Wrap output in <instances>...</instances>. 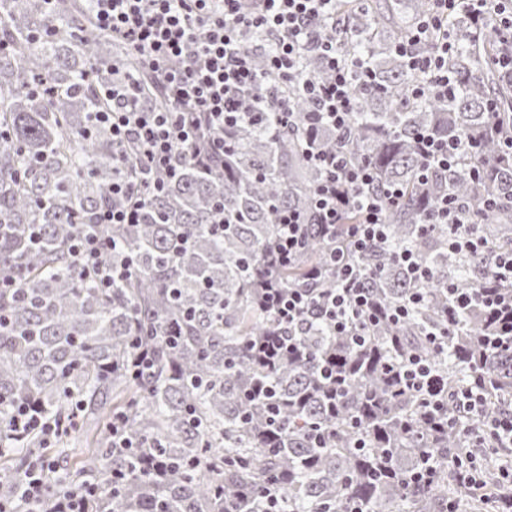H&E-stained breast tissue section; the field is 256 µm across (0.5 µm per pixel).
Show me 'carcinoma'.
I'll return each mask as SVG.
<instances>
[{"label": "carcinoma", "mask_w": 512, "mask_h": 512, "mask_svg": "<svg viewBox=\"0 0 512 512\" xmlns=\"http://www.w3.org/2000/svg\"><path fill=\"white\" fill-rule=\"evenodd\" d=\"M342 0L336 39L363 58L370 87L356 95L350 131L327 126L316 142L369 165L375 191L397 186L387 207L388 239L351 253L378 306L390 310L415 288L423 301L402 323L382 319L354 345L319 321L287 332L259 307L255 274H272L285 290L336 286L332 241L314 224L320 174L305 157L308 113L302 89L262 77L244 99L224 154L181 161L163 190L145 198L137 224H109L112 262L131 277L110 289L79 266L70 251L78 225L119 206L112 183L139 180L134 144L112 140L91 112L112 108V82L146 107H169L160 80L126 43L102 36L91 0H0V437L22 403L59 424L55 464L62 480L47 496L84 488L98 476V512H266L277 487L281 512H445L450 483L468 463L466 437L430 422L419 396L393 374L410 353H427L442 385L448 415L462 416L451 392L460 384L486 394L492 418L512 408V344L489 348L493 324L475 304L454 313L448 346L430 349L428 333L448 325V282L479 291L493 285L488 265L512 251V152L502 132L512 126V86L487 63L495 36L460 43L448 56V98L414 100V76L397 38L426 12L428 0ZM475 23L461 11L448 18L460 35ZM252 63L267 71L266 40L246 37ZM307 76L327 70L317 42L301 57ZM293 106L280 124L277 100ZM495 105L498 111L491 112ZM478 145L426 184L418 133ZM480 168V178L470 170ZM483 213L490 250L468 258L448 252L445 230L423 229L443 196ZM301 212L303 242L294 261L271 270L269 253L282 209ZM41 230L38 249L28 230ZM407 248L428 268L416 284L394 252ZM288 334L296 348L270 362L253 348ZM153 367L137 378L125 369L139 346ZM335 371L337 383L325 378ZM126 423L130 448L112 445V418ZM49 449L37 435L0 454V501L17 499V475ZM429 472V483L415 481Z\"/></svg>", "instance_id": "cac0c4a2"}]
</instances>
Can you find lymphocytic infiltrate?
Instances as JSON below:
<instances>
[{
  "mask_svg": "<svg viewBox=\"0 0 512 512\" xmlns=\"http://www.w3.org/2000/svg\"><path fill=\"white\" fill-rule=\"evenodd\" d=\"M99 29L122 38L145 56L149 68L161 79L175 109L156 111L128 99L123 88L113 87L112 108L95 113V120L107 123L117 142L134 143L143 176L138 185L114 184V195L123 197L120 207L99 209L92 223L81 225L71 249L86 269L92 270L99 287L108 289L121 281L124 269L107 263L111 241L100 228L106 224H134L144 198L161 190L163 180L175 176L182 149L200 152L201 148L223 149V141L212 139V132L237 123L239 98L254 87L259 77L252 66L244 40L260 32L274 43L267 75L282 83H301L313 108L316 124H326L345 132L355 110V95L367 85L366 68L359 59L345 58L336 43L337 0H95ZM432 11L418 20L399 41L398 50L408 58L409 67L419 75L414 97L447 96L451 78L448 55L459 38L444 34L435 52L420 53L419 43L441 31L449 12L467 10L476 21L497 27L502 45L492 63L512 82V12H505L503 0H433ZM319 28L321 48L329 79L305 78L298 59L311 28ZM416 145L422 158V173L447 168L456 157L475 151L466 138L444 142L428 132L420 133ZM307 158L320 172L314 190V210L321 234L335 237L346 207L363 214L360 223L349 226L347 248L362 252L387 239L385 210L399 199L401 191L392 187L385 194L371 191L373 176L366 164L348 163L343 152L308 147ZM444 227L448 249L455 254L479 256L488 244L481 235L473 204L454 198H442L428 213L424 227ZM277 245L270 255L276 267L289 265L302 242V218L299 213H282L278 220ZM346 248H334L331 265L336 285L315 294L306 290H284L267 285L259 304L275 314L280 323L296 326L308 317H316L332 326L338 335L350 337L355 344L365 342L368 325L378 320L372 296L361 274L351 265ZM494 286L480 292L449 288L454 307L463 309L480 302L499 321L497 341H512V253L496 256ZM398 378L404 386L421 396L431 412L443 408L436 376L429 360L417 354L406 357ZM457 405L469 420L463 430L475 447L486 440L498 446L512 447V416L503 415L487 424L477 423L484 404L478 389L467 387L456 395ZM53 469L51 462H33L19 478L20 497L32 505V512H89L98 495L99 483L88 484L77 493H65L47 501L46 484Z\"/></svg>",
  "mask_w": 512,
  "mask_h": 512,
  "instance_id": "obj_1",
  "label": "lymphocytic infiltrate"
}]
</instances>
